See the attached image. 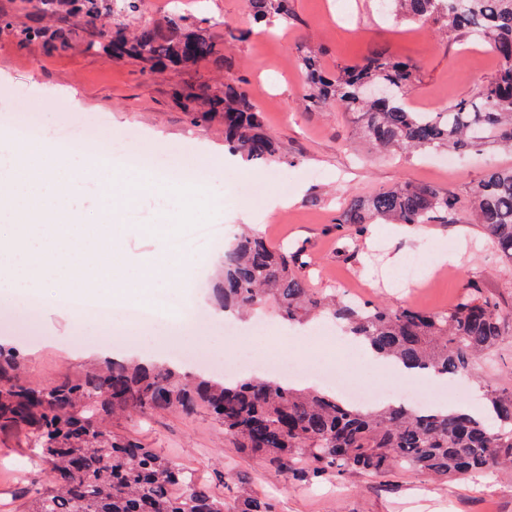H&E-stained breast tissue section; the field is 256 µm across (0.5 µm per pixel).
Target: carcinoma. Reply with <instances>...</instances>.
I'll list each match as a JSON object with an SVG mask.
<instances>
[{"mask_svg":"<svg viewBox=\"0 0 512 512\" xmlns=\"http://www.w3.org/2000/svg\"><path fill=\"white\" fill-rule=\"evenodd\" d=\"M33 24L17 31L21 42L67 47L71 33L51 30L39 17L66 7L88 24L112 13V53L143 62L224 66L229 45L207 29L188 31L172 14L161 26L149 19L131 29L125 18L141 14L142 0H27ZM256 24H288L289 0H247ZM390 15L429 23L489 43L500 61L494 77L473 98L442 112L407 106L417 80L415 65L388 52L344 63L336 72L317 55L303 58L307 106L330 100L358 114L357 134L384 153H468L492 145L512 152V0H381ZM384 83V102L361 89ZM193 121L224 118V144L247 162L276 157L278 146L262 129L260 113L236 83L204 95ZM377 219L406 226L471 221L485 243L507 263L497 288L468 280L454 303L423 311L353 299L307 287L304 247L275 248L249 230L237 234L224 255L219 296L224 311L249 314L268 304L282 318L303 322L329 315L344 332L395 363L429 375H468L473 365L512 342V168L492 169L476 181L470 206L434 185L403 181L369 198L345 200L340 223L360 235ZM485 411H417L405 403L363 409L331 390L297 389L255 377L214 381L169 366L107 360L79 380L51 388L26 383L14 348L0 346V431L25 428L49 467L47 486L32 492L23 512H274L271 502L243 492L230 504L212 495L192 472L155 453L139 439L112 434L104 418L124 413L204 409L242 452L257 456L312 484L336 475L382 478L398 470L453 480L512 468V387L486 385Z\"/></svg>","mask_w":512,"mask_h":512,"instance_id":"obj_1","label":"carcinoma"}]
</instances>
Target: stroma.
<instances>
[{"mask_svg":"<svg viewBox=\"0 0 512 512\" xmlns=\"http://www.w3.org/2000/svg\"><path fill=\"white\" fill-rule=\"evenodd\" d=\"M331 3L292 0L293 21L259 34L249 30L246 0H146V16L158 24L176 10L187 25L218 35L248 30V37L232 43L229 62L220 70L206 62L156 68L135 59L114 64L110 53L85 47L86 41H103L109 33L112 24L106 16L93 26L73 12L44 18L45 26L72 31L69 48L22 44L15 30L30 18L21 0H0V15L11 22L10 27L0 26V130L10 131L22 114L39 115L49 128L76 116L100 117L112 133V160L151 148L165 158L158 171L177 187L185 181L169 157H185L204 171L198 187L214 202L215 221L225 228L223 239L197 249L208 257L207 266L161 285V293L180 298L189 308L176 329L164 319L136 328L117 319L107 344L100 338L98 321L76 318L54 284L41 289L42 308L33 317L0 293V344L20 351L30 385L47 388L77 379L89 362L106 354L118 359L139 355V348L126 339L130 333L158 344L175 335L190 349L232 347L233 339L223 327L205 322L200 314L216 310L224 249L245 221L272 246L306 245L312 260L307 279L318 291L334 288L393 306L436 310L453 303L467 279L496 286L503 262L473 225H431L425 235L409 238L400 225L372 224L354 241L356 259L343 255L341 239L352 229L338 221L340 198H366L410 180L439 186L466 203L484 170L512 166V153L484 151L452 168L439 166L435 155L386 159L352 139L354 116L343 106L332 103L322 110H305L301 56L310 47L321 48V63L330 71L379 49L411 60L418 80L410 105L418 112H434L473 97L497 68L491 48L467 35H445L386 18L376 13L370 0H344L341 13ZM228 75L240 80L256 105L264 132L279 144V159L252 164L236 156L225 161L223 117L195 125L175 97L179 90H223ZM113 247L139 266H159L168 252L166 238L150 234L115 235ZM446 247L456 255L450 268L438 262ZM418 251L424 254L423 282L422 296L415 301L400 274L408 257ZM263 316L269 335L255 337L256 353H277L308 364L317 361L319 351L307 341L306 330L289 328L269 310ZM331 342L355 383L379 391L392 382L386 370L355 358L343 338L335 335ZM511 373L509 343L493 362L479 364L460 381L447 384L418 377L414 386L430 405L473 409L482 397L481 380L504 379ZM108 427L113 434L142 439L158 455L193 470L215 494L231 497L226 478H242L247 489L272 500L276 512H512V471L466 475L447 483L412 472L386 478L347 474L310 485L241 452L203 411L137 414L111 419ZM46 479L26 435L0 432V512H18L16 492Z\"/></svg>","mask_w":512,"mask_h":512,"instance_id":"35a3bbf8","label":"stroma"}]
</instances>
